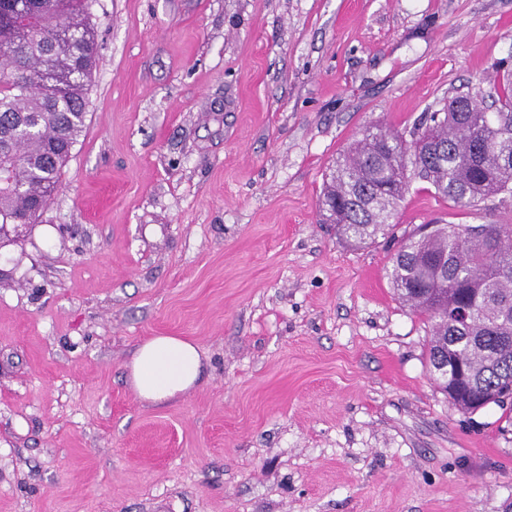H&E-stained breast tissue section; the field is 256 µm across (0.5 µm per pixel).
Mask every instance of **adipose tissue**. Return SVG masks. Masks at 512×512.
Wrapping results in <instances>:
<instances>
[{
  "instance_id": "obj_1",
  "label": "adipose tissue",
  "mask_w": 512,
  "mask_h": 512,
  "mask_svg": "<svg viewBox=\"0 0 512 512\" xmlns=\"http://www.w3.org/2000/svg\"><path fill=\"white\" fill-rule=\"evenodd\" d=\"M204 364L197 344L179 336L143 340L127 366L139 399L151 405L175 400L198 385Z\"/></svg>"
}]
</instances>
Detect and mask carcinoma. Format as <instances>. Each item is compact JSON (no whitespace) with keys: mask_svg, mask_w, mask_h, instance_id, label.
Segmentation results:
<instances>
[{"mask_svg":"<svg viewBox=\"0 0 512 512\" xmlns=\"http://www.w3.org/2000/svg\"><path fill=\"white\" fill-rule=\"evenodd\" d=\"M89 0H0V224H33L57 192L81 137L97 66ZM492 99L487 112L480 99ZM460 207L512 200V73L490 90L425 112L407 141L367 126L326 177V224L355 244L392 227L410 176ZM396 296L431 321L430 372L441 390L463 368L452 401L473 413L512 411V224L421 225L393 258Z\"/></svg>","mask_w":512,"mask_h":512,"instance_id":"carcinoma-1","label":"carcinoma"}]
</instances>
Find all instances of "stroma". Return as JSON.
Wrapping results in <instances>:
<instances>
[{
	"label": "stroma",
	"mask_w": 512,
	"mask_h": 512,
	"mask_svg": "<svg viewBox=\"0 0 512 512\" xmlns=\"http://www.w3.org/2000/svg\"><path fill=\"white\" fill-rule=\"evenodd\" d=\"M84 132L0 248V512H512V419L434 382L388 271L423 224H512L413 180L388 237L320 223L368 124L512 68V0H92ZM200 384L142 402L150 336ZM197 344L180 336H150L127 364V377L139 399L151 405L175 400L203 377Z\"/></svg>",
	"instance_id": "obj_1"
}]
</instances>
